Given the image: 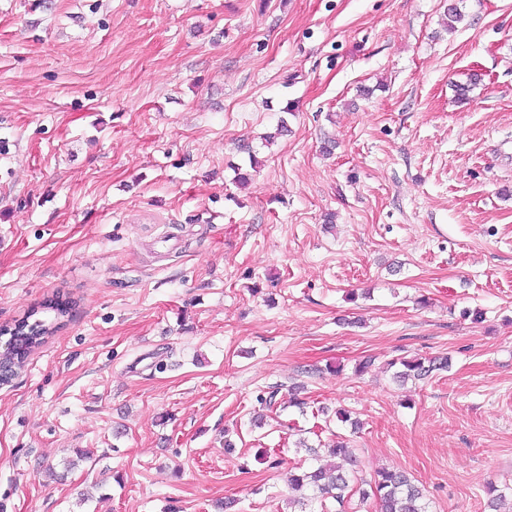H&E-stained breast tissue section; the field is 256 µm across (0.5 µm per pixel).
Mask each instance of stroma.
<instances>
[{
	"label": "stroma",
	"instance_id": "stroma-1",
	"mask_svg": "<svg viewBox=\"0 0 512 512\" xmlns=\"http://www.w3.org/2000/svg\"><path fill=\"white\" fill-rule=\"evenodd\" d=\"M448 3L0 0V325L75 303L0 386V512H288L323 406L429 512L512 488V0ZM399 364L402 369L395 373L397 379L400 381L410 378L419 380L428 377L433 371L447 370L448 358H402Z\"/></svg>",
	"mask_w": 512,
	"mask_h": 512
}]
</instances>
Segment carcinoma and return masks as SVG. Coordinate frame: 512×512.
<instances>
[{"label": "carcinoma", "mask_w": 512, "mask_h": 512, "mask_svg": "<svg viewBox=\"0 0 512 512\" xmlns=\"http://www.w3.org/2000/svg\"><path fill=\"white\" fill-rule=\"evenodd\" d=\"M43 309L54 313L53 321L36 320L29 323L23 320L12 327L0 330V335L9 336V358L0 363L4 378L0 383L7 385L16 377L26 363V359L50 337L56 328L57 321L69 316L72 303L69 301L51 300L43 305ZM401 366L396 372V378L423 379L434 371L448 369L446 358H402L399 362H391L390 366ZM306 451L318 465L299 466L290 479L289 488L302 496L289 500L298 507V512H326L325 504H320V510H315L317 499H331L336 503V512H344L345 504L353 495H359L361 501L374 499L377 512H428L423 490L402 471L380 468L375 471L369 488L357 485L358 478L355 470H347L344 464L355 465L356 459L346 440L336 441L333 445L332 456L335 461L320 462L319 451L311 446Z\"/></svg>", "instance_id": "obj_1"}]
</instances>
